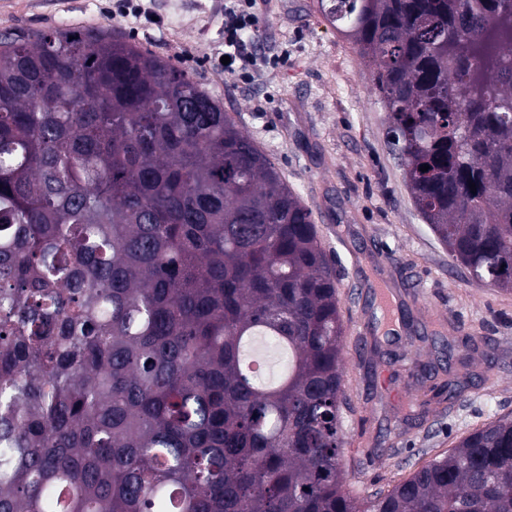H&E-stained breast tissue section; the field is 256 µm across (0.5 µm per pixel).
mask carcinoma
Wrapping results in <instances>:
<instances>
[{"instance_id": "carcinoma-1", "label": "carcinoma", "mask_w": 512, "mask_h": 512, "mask_svg": "<svg viewBox=\"0 0 512 512\" xmlns=\"http://www.w3.org/2000/svg\"><path fill=\"white\" fill-rule=\"evenodd\" d=\"M321 8L431 231L512 291V0ZM343 334L310 210L204 85L107 25L0 33V512H512L507 416L345 493Z\"/></svg>"}]
</instances>
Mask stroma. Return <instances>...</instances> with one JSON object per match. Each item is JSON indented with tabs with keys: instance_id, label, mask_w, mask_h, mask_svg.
Listing matches in <instances>:
<instances>
[{
	"instance_id": "35a3bbf8",
	"label": "stroma",
	"mask_w": 512,
	"mask_h": 512,
	"mask_svg": "<svg viewBox=\"0 0 512 512\" xmlns=\"http://www.w3.org/2000/svg\"><path fill=\"white\" fill-rule=\"evenodd\" d=\"M0 0V32L111 24L204 84L310 209L335 261L345 325L341 457L349 495L389 490L463 435L512 413V292L471 280L416 210L388 143L371 71L318 0H266L250 42L273 54L250 85L212 61L224 50V0ZM479 337L466 350L464 337ZM436 369L422 382V368ZM470 372L449 403V373ZM431 387L427 407L416 404ZM415 411L416 422L403 421Z\"/></svg>"
}]
</instances>
